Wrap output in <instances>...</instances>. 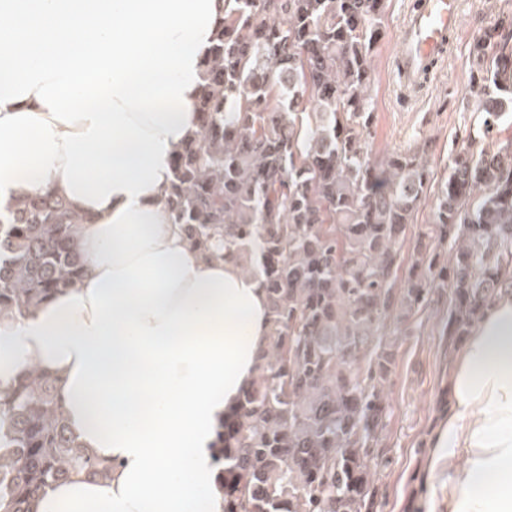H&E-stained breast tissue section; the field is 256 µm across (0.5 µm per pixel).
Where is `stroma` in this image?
Returning <instances> with one entry per match:
<instances>
[{
	"mask_svg": "<svg viewBox=\"0 0 512 512\" xmlns=\"http://www.w3.org/2000/svg\"><path fill=\"white\" fill-rule=\"evenodd\" d=\"M414 0H386L383 36L372 59L374 120L369 140L376 152L428 142L435 173L448 165L456 137L476 128L478 113L467 106L473 64L470 50L481 28L512 0H461L460 30L435 68L431 81L406 91L395 72L399 32ZM448 300L435 291L427 307L401 324L397 366L387 388L386 428L377 449L373 512H424L426 501H441L442 477L428 470L429 441L448 413V375L455 358L444 326Z\"/></svg>",
	"mask_w": 512,
	"mask_h": 512,
	"instance_id": "35a3bbf8",
	"label": "stroma"
}]
</instances>
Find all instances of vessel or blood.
Instances as JSON below:
<instances>
[{"mask_svg": "<svg viewBox=\"0 0 512 512\" xmlns=\"http://www.w3.org/2000/svg\"><path fill=\"white\" fill-rule=\"evenodd\" d=\"M459 25L458 0H419L399 34L398 70L407 85L416 87L430 78Z\"/></svg>", "mask_w": 512, "mask_h": 512, "instance_id": "vessel-or-blood-1", "label": "vessel or blood"}]
</instances>
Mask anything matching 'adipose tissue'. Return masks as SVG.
Returning a JSON list of instances; mask_svg holds the SVG:
<instances>
[{"label": "adipose tissue", "instance_id": "1", "mask_svg": "<svg viewBox=\"0 0 512 512\" xmlns=\"http://www.w3.org/2000/svg\"><path fill=\"white\" fill-rule=\"evenodd\" d=\"M224 0H0V209L48 192L84 215L80 280L0 321V390L48 375L80 447L108 469L51 484L32 512H223L218 434L257 372V277L207 260L161 200ZM430 442L446 512H512V294L459 347Z\"/></svg>", "mask_w": 512, "mask_h": 512}]
</instances>
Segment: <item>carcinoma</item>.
Wrapping results in <instances>:
<instances>
[{"label": "carcinoma", "mask_w": 512, "mask_h": 512, "mask_svg": "<svg viewBox=\"0 0 512 512\" xmlns=\"http://www.w3.org/2000/svg\"><path fill=\"white\" fill-rule=\"evenodd\" d=\"M385 0H226L200 73V125L162 199L189 245L261 277L268 347L224 423V512H372L397 329L448 293L457 346L483 308L512 292V12L472 47L477 131L436 178L426 145L369 142L371 59ZM431 224L407 227L428 195ZM82 221L53 193L0 210V321L77 282ZM80 466L107 470L68 431L54 382L27 372L0 394V512H31Z\"/></svg>", "instance_id": "obj_1"}]
</instances>
